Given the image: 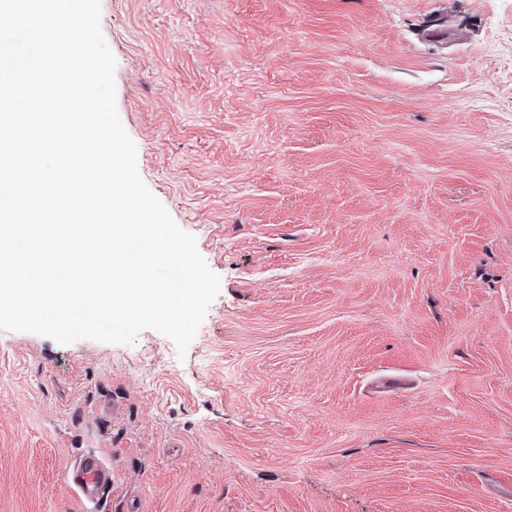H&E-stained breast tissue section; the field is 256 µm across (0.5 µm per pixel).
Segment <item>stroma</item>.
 <instances>
[{
    "label": "stroma",
    "mask_w": 512,
    "mask_h": 512,
    "mask_svg": "<svg viewBox=\"0 0 512 512\" xmlns=\"http://www.w3.org/2000/svg\"><path fill=\"white\" fill-rule=\"evenodd\" d=\"M186 355L0 330V512H512V0H101ZM71 481L86 506H97L102 495L112 486V471L91 454L83 455L71 474Z\"/></svg>",
    "instance_id": "stroma-1"
}]
</instances>
